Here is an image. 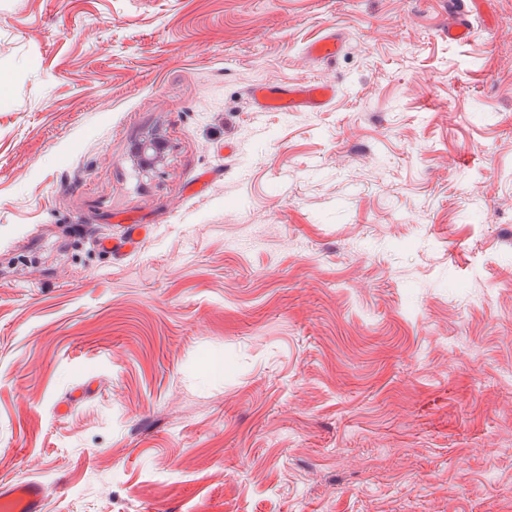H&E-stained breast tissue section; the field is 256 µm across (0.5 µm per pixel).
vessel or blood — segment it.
Returning <instances> with one entry per match:
<instances>
[{
    "label": "vessel or blood",
    "instance_id": "obj_1",
    "mask_svg": "<svg viewBox=\"0 0 512 512\" xmlns=\"http://www.w3.org/2000/svg\"><path fill=\"white\" fill-rule=\"evenodd\" d=\"M456 15L448 28L452 43L469 41L474 35L472 17L481 0H448ZM341 42L329 34L312 43L308 54L314 59H332ZM251 95L258 109L269 112H318L336 95L334 84L308 80L288 84L262 82L253 86ZM46 489L39 481L24 480L0 484V512H44Z\"/></svg>",
    "mask_w": 512,
    "mask_h": 512
}]
</instances>
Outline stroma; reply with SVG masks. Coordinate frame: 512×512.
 I'll return each instance as SVG.
<instances>
[{"label":"stroma","mask_w":512,"mask_h":512,"mask_svg":"<svg viewBox=\"0 0 512 512\" xmlns=\"http://www.w3.org/2000/svg\"><path fill=\"white\" fill-rule=\"evenodd\" d=\"M473 24L0 0V482L46 512H512V0ZM309 79L324 111L252 106ZM341 42L336 34H329L308 47V55L313 59H332L340 51ZM163 144L158 139L143 141L131 156V162L142 169H152L160 165L163 159ZM46 489L39 481L24 480L0 484L2 512H44Z\"/></svg>","instance_id":"stroma-1"}]
</instances>
